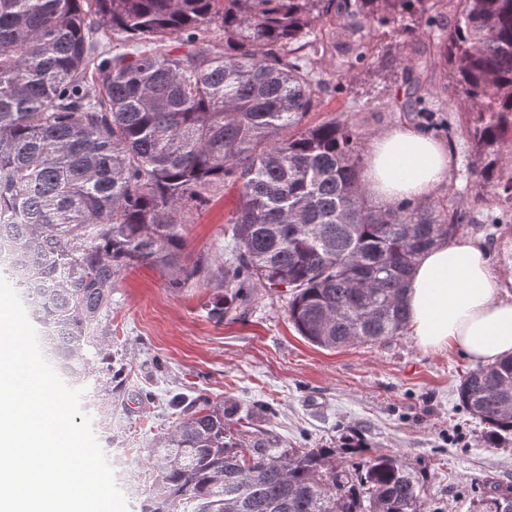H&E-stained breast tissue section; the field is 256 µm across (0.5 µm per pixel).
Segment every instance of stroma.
Masks as SVG:
<instances>
[{"label":"stroma","instance_id":"stroma-1","mask_svg":"<svg viewBox=\"0 0 512 512\" xmlns=\"http://www.w3.org/2000/svg\"><path fill=\"white\" fill-rule=\"evenodd\" d=\"M337 52L334 86L305 121L334 117L366 136L409 125L386 102L396 85L376 64L348 67ZM236 191L221 188L185 227V265H217L229 255L225 221ZM500 205L474 209L464 233L481 241L493 268L512 269V234L491 222ZM221 290L207 278L173 288L160 271L140 266L112 285L103 323L112 353L107 372L88 379L81 408L101 447L118 451L131 476L122 493L140 512L152 483L145 448L178 422L171 400L209 397L223 406L245 443L272 448H336L354 430L370 451L402 457L418 480L425 512H476L475 488L512 492V445L493 447L485 427L460 404L458 387L474 364L456 349L429 350L414 336L384 345L328 350L309 343L288 316L285 289L255 288L244 317L210 314Z\"/></svg>","mask_w":512,"mask_h":512}]
</instances>
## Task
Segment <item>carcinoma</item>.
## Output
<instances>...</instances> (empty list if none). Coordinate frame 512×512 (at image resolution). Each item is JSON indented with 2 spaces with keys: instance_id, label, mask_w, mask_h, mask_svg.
<instances>
[{
  "instance_id": "cac0c4a2",
  "label": "carcinoma",
  "mask_w": 512,
  "mask_h": 512,
  "mask_svg": "<svg viewBox=\"0 0 512 512\" xmlns=\"http://www.w3.org/2000/svg\"><path fill=\"white\" fill-rule=\"evenodd\" d=\"M0 0V277L23 301L73 387L92 373L112 284L136 265L174 288L211 276L210 314L241 316L251 288L281 286L289 318L321 348L382 344L407 330L415 261L512 209V0ZM412 46L377 57L400 84L391 111L458 135L475 161L466 191L383 208L361 181L360 128L307 126L330 82L328 17ZM122 49H105L110 42ZM461 96L455 125L440 95ZM237 190L224 263L182 264L187 215L219 185ZM460 404L493 445L512 440V356L468 372ZM334 448L248 447L224 410L181 403L145 464L142 512H424L400 456L352 436ZM478 512H512L483 491Z\"/></svg>"
}]
</instances>
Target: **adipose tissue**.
Returning <instances> with one entry per match:
<instances>
[{
  "instance_id": "adipose-tissue-1",
  "label": "adipose tissue",
  "mask_w": 512,
  "mask_h": 512,
  "mask_svg": "<svg viewBox=\"0 0 512 512\" xmlns=\"http://www.w3.org/2000/svg\"><path fill=\"white\" fill-rule=\"evenodd\" d=\"M448 145L416 127L373 139L364 182L390 206L432 194L451 169ZM482 244L458 235L432 246L416 262L406 291L409 329L425 348H455L477 364L512 356V298L503 297Z\"/></svg>"
}]
</instances>
